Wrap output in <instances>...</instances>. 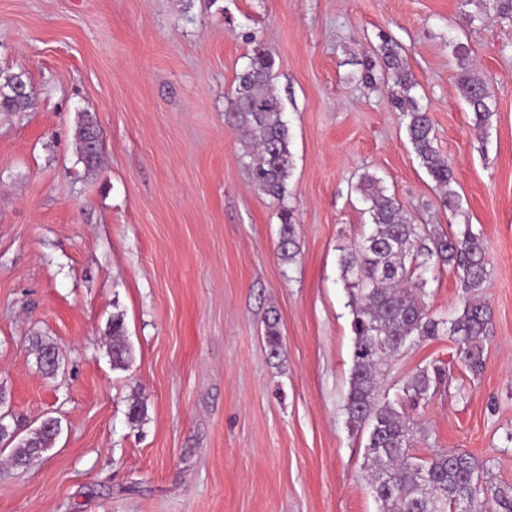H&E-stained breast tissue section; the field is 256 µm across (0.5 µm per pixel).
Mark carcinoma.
<instances>
[{"label": "carcinoma", "instance_id": "obj_1", "mask_svg": "<svg viewBox=\"0 0 512 512\" xmlns=\"http://www.w3.org/2000/svg\"><path fill=\"white\" fill-rule=\"evenodd\" d=\"M462 4L476 7L470 17L479 22L489 19L493 12H512V0H462ZM381 51L398 87L393 104L406 119L407 138L439 191L442 207L457 212L460 197L453 187L454 171L435 146L427 109L412 95L416 82L396 43L383 40ZM469 55L468 45L454 44L453 57L461 69L459 93L472 110L475 126L484 128L494 115L492 99L485 80L470 66ZM274 66V57L267 48L259 45L252 50L248 65L236 78L225 122L242 132V157L248 159L245 166L254 186L282 201L288 191L290 133L283 119L282 102L271 86ZM17 81L14 73L0 74V109L19 111L28 106L30 91L15 95ZM96 129V122L86 115L77 131L80 162L87 168L95 167L100 160L86 153L87 141ZM357 189L369 204L367 211L374 228L361 244L340 257L355 336L345 409L351 430L367 433L372 493L381 503L382 512H456L459 504L465 512H472L479 500L484 512H512V485L492 482L486 465L472 454L439 450L427 458L413 456V423L380 390L382 367L414 337H450L465 369L474 377L482 374L485 347L492 334L491 309L479 299L489 275L484 239L470 224L446 234L415 223L399 200L386 194L380 180L370 174L360 177ZM279 219L277 250L281 259L291 261L298 252L291 210L282 208ZM432 264L454 271L466 295L462 307L449 319L431 312L425 301L427 281L419 272ZM265 337L270 355L280 356L282 338L277 322H266ZM33 344L43 370L54 373L56 347L39 338ZM129 354L124 319L116 314L112 316L110 336L112 367H124ZM446 380L444 363L434 361L403 382L402 399L414 404L426 401L430 390ZM51 423L47 416L26 435L12 440V424L3 422L0 438L11 440L14 464L24 466L52 446L57 434Z\"/></svg>", "mask_w": 512, "mask_h": 512}]
</instances>
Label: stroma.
<instances>
[{"label": "stroma", "mask_w": 512, "mask_h": 512, "mask_svg": "<svg viewBox=\"0 0 512 512\" xmlns=\"http://www.w3.org/2000/svg\"><path fill=\"white\" fill-rule=\"evenodd\" d=\"M385 35L454 168L459 212L407 139L378 65ZM456 38L492 96L485 131L458 93ZM258 44L291 134L290 263L280 204L255 189L224 121ZM20 70L33 103L0 110V392L22 425L52 415L62 432L28 468L0 453V512H380L367 435L345 411L354 335L339 259L371 229L365 173L415 223L483 233L482 375L441 336L392 357L382 392L396 400L402 379L445 363L447 388L406 409L413 454L466 451L512 485L511 15L473 23L461 0H0V71ZM84 112L103 135L93 169L79 160ZM424 277L429 309L453 315L456 275ZM117 313L123 370L108 355ZM35 336L58 350L54 375ZM281 221L279 237L277 241V250L284 261L293 260L298 252L293 214L288 207L283 206L279 213Z\"/></svg>", "instance_id": "35a3bbf8"}]
</instances>
